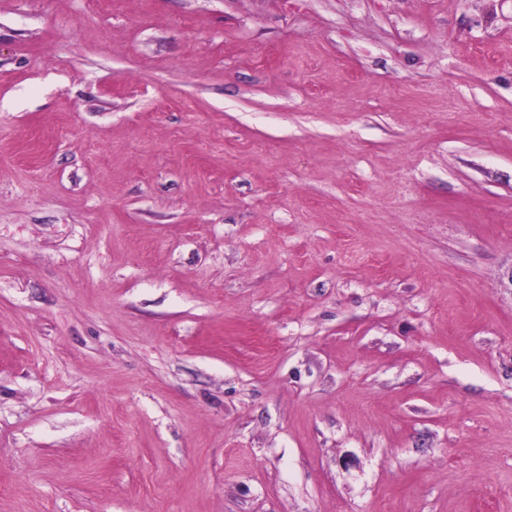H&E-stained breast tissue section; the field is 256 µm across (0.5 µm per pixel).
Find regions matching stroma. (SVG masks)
I'll list each match as a JSON object with an SVG mask.
<instances>
[{
    "label": "stroma",
    "instance_id": "stroma-1",
    "mask_svg": "<svg viewBox=\"0 0 512 512\" xmlns=\"http://www.w3.org/2000/svg\"><path fill=\"white\" fill-rule=\"evenodd\" d=\"M0 512H512V0H0Z\"/></svg>",
    "mask_w": 512,
    "mask_h": 512
}]
</instances>
